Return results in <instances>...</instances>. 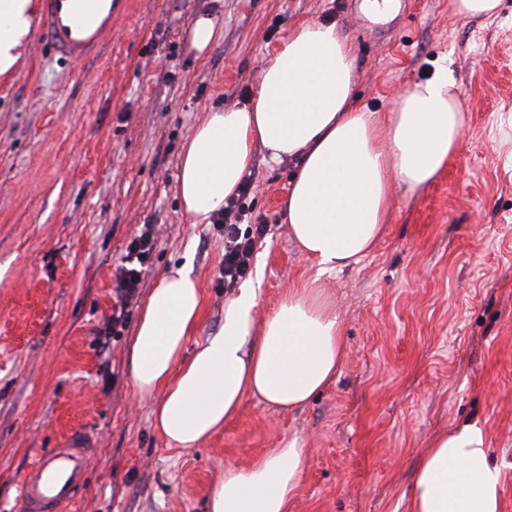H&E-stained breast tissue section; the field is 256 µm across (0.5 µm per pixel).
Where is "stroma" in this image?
Returning a JSON list of instances; mask_svg holds the SVG:
<instances>
[{
    "label": "stroma",
    "instance_id": "stroma-1",
    "mask_svg": "<svg viewBox=\"0 0 512 512\" xmlns=\"http://www.w3.org/2000/svg\"><path fill=\"white\" fill-rule=\"evenodd\" d=\"M134 0L104 51L72 67L29 41L0 76V512H20L19 477L81 427L97 446L68 512H205L225 467L303 449L288 512H408L418 454L440 430L480 418L512 512V0L465 20L450 0ZM202 16L221 39L190 46ZM336 23L356 50V104L389 111L401 88L445 65L468 107L462 147L428 188L392 194L393 215L355 266L319 273L288 236L281 204L294 164L256 155L245 180L257 239L251 280L267 316L288 286L317 282L344 322L329 386L283 412L247 399L200 447H169L152 398L129 382L136 328L101 336L112 272L142 225L156 246L133 313L188 261L214 333L228 292L224 240L184 215L185 142L204 112L246 102L300 23Z\"/></svg>",
    "mask_w": 512,
    "mask_h": 512
}]
</instances>
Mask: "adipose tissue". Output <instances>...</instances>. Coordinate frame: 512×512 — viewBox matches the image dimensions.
<instances>
[{
    "mask_svg": "<svg viewBox=\"0 0 512 512\" xmlns=\"http://www.w3.org/2000/svg\"><path fill=\"white\" fill-rule=\"evenodd\" d=\"M32 21V0H0V75L13 70ZM355 60L336 23L299 24L249 102L205 113L179 162L178 195L190 222L206 224L223 211L260 150L270 163L295 162L283 218L319 272L345 270L368 254L391 219L392 187L423 190L457 156L466 106L442 67L401 90L386 114L358 107ZM259 304L253 285L237 288L216 333L190 352L205 307L191 265L169 268L151 288L128 373L137 392L156 395L153 424L168 445L198 447L250 397L302 407L335 378L344 322L327 293L293 285L262 320ZM302 472L303 451L294 447L270 449L245 470L225 467L206 512H288ZM502 479L481 419L462 420L421 452L409 512H503Z\"/></svg>",
    "mask_w": 512,
    "mask_h": 512,
    "instance_id": "1",
    "label": "adipose tissue"
}]
</instances>
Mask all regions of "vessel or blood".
Returning a JSON list of instances; mask_svg holds the SVG:
<instances>
[{"label":"vessel or blood","instance_id":"obj_1","mask_svg":"<svg viewBox=\"0 0 512 512\" xmlns=\"http://www.w3.org/2000/svg\"><path fill=\"white\" fill-rule=\"evenodd\" d=\"M129 9L130 0H40L38 34L58 57L79 65L101 52L114 19ZM93 446L92 435L77 429L42 454L22 480L24 512H60L77 495Z\"/></svg>","mask_w":512,"mask_h":512}]
</instances>
